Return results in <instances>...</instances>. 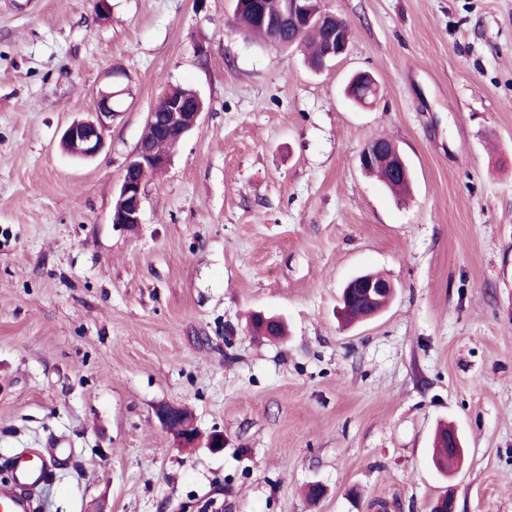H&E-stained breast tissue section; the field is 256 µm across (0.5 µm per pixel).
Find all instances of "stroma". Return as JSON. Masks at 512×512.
<instances>
[{
	"mask_svg": "<svg viewBox=\"0 0 512 512\" xmlns=\"http://www.w3.org/2000/svg\"><path fill=\"white\" fill-rule=\"evenodd\" d=\"M0 0V483L64 449L35 512H512V0H322L349 51L310 69L233 0ZM371 72L357 107L348 76ZM206 110L111 221L168 85ZM120 114L90 160L60 146L96 94ZM403 152L410 195L358 167ZM396 295L343 326L348 279ZM254 311L288 335H254ZM188 407L224 448H174ZM453 425L461 469L431 462ZM325 493L309 499V486ZM170 163L171 155L156 152L149 141H138L124 165L118 184L117 203L112 213L113 224H141L146 180L153 172L167 168ZM369 274L371 276L361 275L351 279L344 287L345 291L347 288H360L370 300H377L381 295L389 293L393 295L395 286L390 280L379 275ZM155 414L160 425L173 436L177 448L189 449L200 445L201 435L188 409L163 403L155 408Z\"/></svg>",
	"mask_w": 512,
	"mask_h": 512,
	"instance_id": "stroma-1",
	"label": "stroma"
}]
</instances>
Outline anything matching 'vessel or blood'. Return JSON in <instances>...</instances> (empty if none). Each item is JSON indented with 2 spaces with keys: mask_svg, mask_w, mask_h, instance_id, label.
Wrapping results in <instances>:
<instances>
[{
  "mask_svg": "<svg viewBox=\"0 0 512 512\" xmlns=\"http://www.w3.org/2000/svg\"><path fill=\"white\" fill-rule=\"evenodd\" d=\"M63 459L59 448L51 449L45 459L28 451L18 453L11 461V485L0 487V512H31V496L45 483L50 463Z\"/></svg>",
  "mask_w": 512,
  "mask_h": 512,
  "instance_id": "obj_1",
  "label": "vessel or blood"
}]
</instances>
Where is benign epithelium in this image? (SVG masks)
Wrapping results in <instances>:
<instances>
[{
	"instance_id": "7a95c632",
	"label": "benign epithelium",
	"mask_w": 512,
	"mask_h": 512,
	"mask_svg": "<svg viewBox=\"0 0 512 512\" xmlns=\"http://www.w3.org/2000/svg\"><path fill=\"white\" fill-rule=\"evenodd\" d=\"M235 13L244 9L256 11L262 24L276 32L288 31L300 35L310 25L325 26L333 30L326 45L324 55L318 68L343 55L349 46V37L344 35L348 22L322 7L321 0H235ZM347 85L356 89L378 92L375 77L364 71L353 73ZM120 93L112 90L100 92L95 100L90 117L69 124L62 136V142L75 148L72 156L90 158L96 156L104 146L106 132L112 122L120 115L116 109ZM205 111V103L199 94L189 97L182 95L177 87L169 86L148 112L146 125L153 127L175 141L184 140L198 125ZM171 155L156 152L152 143L139 140L133 153L127 159L118 188L117 203L112 213V223L126 226L141 223L144 202V187L147 178L155 171L167 168ZM359 165L364 171L383 167L391 170L401 181L411 182L410 169L399 149L382 144L375 138L367 142L359 153ZM348 288L361 289L369 299L394 292V284L383 277L361 275L351 279ZM160 425L174 439L178 448L189 449L200 445L201 435L193 414L186 408L170 403H163L155 408Z\"/></svg>"
}]
</instances>
